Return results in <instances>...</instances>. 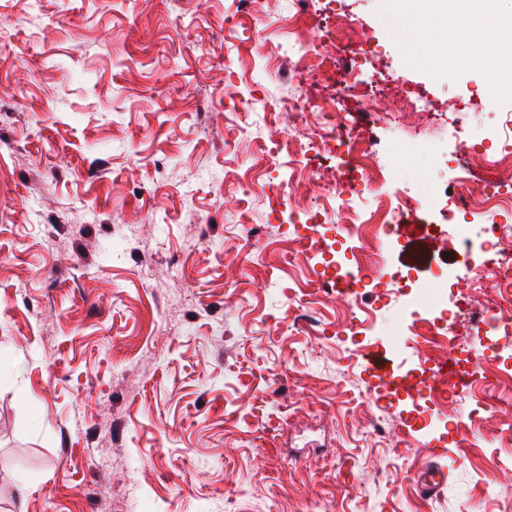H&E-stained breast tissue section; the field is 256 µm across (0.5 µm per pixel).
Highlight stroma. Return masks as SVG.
I'll return each instance as SVG.
<instances>
[{"mask_svg":"<svg viewBox=\"0 0 512 512\" xmlns=\"http://www.w3.org/2000/svg\"><path fill=\"white\" fill-rule=\"evenodd\" d=\"M411 98L478 112L483 144L512 115L435 30L447 15L336 0ZM288 0H0V512H498L512 447L453 428L375 442L389 401L343 304L313 313L323 266L289 264ZM455 149L389 173L419 187ZM403 216L387 251L413 264ZM448 479L418 486L428 463Z\"/></svg>","mask_w":512,"mask_h":512,"instance_id":"obj_1","label":"stroma"}]
</instances>
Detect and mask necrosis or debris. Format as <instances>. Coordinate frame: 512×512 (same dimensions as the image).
I'll return each instance as SVG.
<instances>
[{
    "label": "necrosis or debris",
    "mask_w": 512,
    "mask_h": 512,
    "mask_svg": "<svg viewBox=\"0 0 512 512\" xmlns=\"http://www.w3.org/2000/svg\"><path fill=\"white\" fill-rule=\"evenodd\" d=\"M368 44L361 26L352 19L332 22L323 33L314 27L297 28L288 37L285 57L296 89L278 106L279 116L287 117L289 128L307 130L306 153L323 156L342 141L348 154L343 173L331 166L303 163L297 156L289 159L288 209L302 218L313 256L329 253L327 232L339 229L350 249L352 267L343 272L323 270L319 294L325 300L332 297L334 288H345L341 329L371 336L376 322L358 301L364 288L379 285L383 277L382 249L397 228L398 215L429 210L440 192L455 196L457 211L467 221L449 225L448 240L460 261L441 270V286L419 288L413 297L412 320L392 337L390 345L399 352L406 346V335L419 337L417 363L391 378L388 386L390 393L406 392L413 403L424 400L440 411L447 409L449 401L470 396L475 409L468 412L466 421L456 423L460 433L466 430L467 420L475 419L476 409H495L499 403L493 394L481 390L463 365L439 375L434 369L460 345L454 325L475 329L480 336L512 335V119L498 130L495 153L481 150L475 142H460L451 179L435 174L418 191L388 190L387 167L377 139H346L347 123L336 114L339 102L355 99L370 107L387 97L391 106L384 117L396 122L410 105L409 97L390 90L398 81L395 74L384 73L381 85L368 87L351 71H337V57L343 50L378 64L379 57ZM461 283L468 287V299L453 292Z\"/></svg>",
    "instance_id": "necrosis-or-debris-1"
}]
</instances>
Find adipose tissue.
<instances>
[{"label": "adipose tissue", "instance_id": "1", "mask_svg": "<svg viewBox=\"0 0 512 512\" xmlns=\"http://www.w3.org/2000/svg\"><path fill=\"white\" fill-rule=\"evenodd\" d=\"M498 0H434L436 8L466 15L468 27L460 40L473 45L472 65L485 75V90L493 96L512 95V19L500 15Z\"/></svg>", "mask_w": 512, "mask_h": 512}]
</instances>
